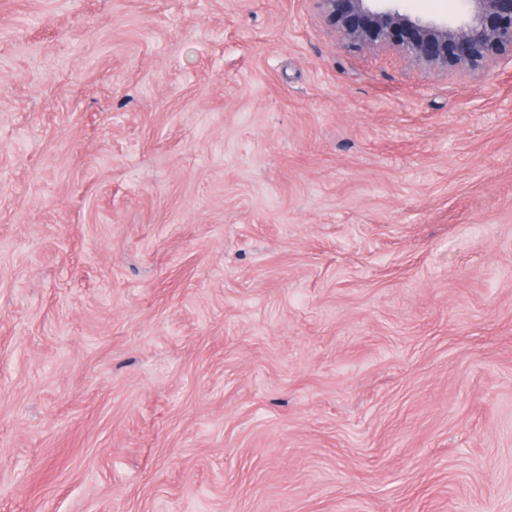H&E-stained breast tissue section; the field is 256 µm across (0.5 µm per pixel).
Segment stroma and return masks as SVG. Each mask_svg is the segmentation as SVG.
Masks as SVG:
<instances>
[{"mask_svg":"<svg viewBox=\"0 0 512 512\" xmlns=\"http://www.w3.org/2000/svg\"><path fill=\"white\" fill-rule=\"evenodd\" d=\"M0 512H512V65L0 0Z\"/></svg>","mask_w":512,"mask_h":512,"instance_id":"35a3bbf8","label":"stroma"}]
</instances>
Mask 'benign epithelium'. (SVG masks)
<instances>
[{
  "label": "benign epithelium",
  "instance_id": "benign-epithelium-1",
  "mask_svg": "<svg viewBox=\"0 0 512 512\" xmlns=\"http://www.w3.org/2000/svg\"><path fill=\"white\" fill-rule=\"evenodd\" d=\"M353 51H392L432 72L482 74L512 62V0H459L451 17L413 15L405 0H313Z\"/></svg>",
  "mask_w": 512,
  "mask_h": 512
}]
</instances>
